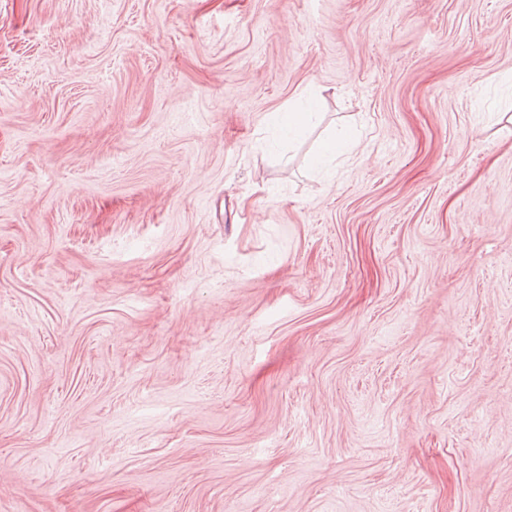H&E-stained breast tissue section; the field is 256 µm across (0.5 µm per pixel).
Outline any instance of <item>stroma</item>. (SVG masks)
I'll use <instances>...</instances> for the list:
<instances>
[{"label": "stroma", "mask_w": 512, "mask_h": 512, "mask_svg": "<svg viewBox=\"0 0 512 512\" xmlns=\"http://www.w3.org/2000/svg\"><path fill=\"white\" fill-rule=\"evenodd\" d=\"M0 512H512V0H0ZM354 143L355 138L350 137L347 131L340 130L321 143L320 156L327 161H332L343 152L344 148L347 151L350 150Z\"/></svg>", "instance_id": "1"}]
</instances>
